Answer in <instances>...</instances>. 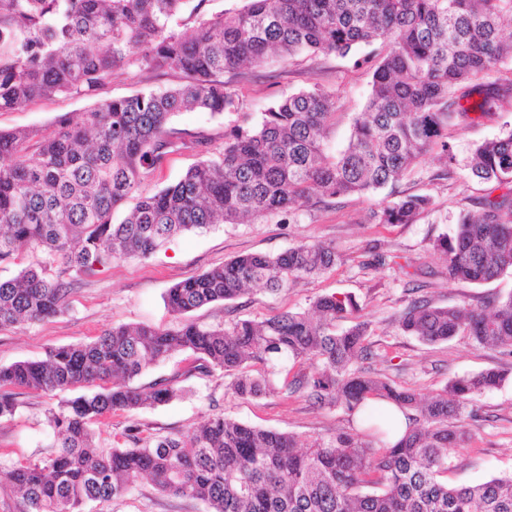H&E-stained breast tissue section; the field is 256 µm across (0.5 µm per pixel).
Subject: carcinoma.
<instances>
[{"label": "carcinoma", "mask_w": 512, "mask_h": 512, "mask_svg": "<svg viewBox=\"0 0 512 512\" xmlns=\"http://www.w3.org/2000/svg\"><path fill=\"white\" fill-rule=\"evenodd\" d=\"M190 0H0V109L63 94L92 96L137 66L179 70L187 82L163 92L100 100L65 114L47 136L0 131V264L39 250L36 267L0 278V331L64 312L84 276L115 259H146L185 231L295 215L313 191L323 198L374 194L437 149L454 174L448 126L502 107L512 93V0H247L237 12L177 30ZM380 45L365 112L347 148L325 149L335 95L321 88L288 95L255 123L224 131V149L151 195L138 189L169 153L208 152L211 138L169 126L184 111L237 109L226 71L263 67L272 54H348ZM468 174L509 192L460 214L435 248L448 280L483 284L512 272V131L478 145ZM135 200L121 222L115 212ZM430 205L424 195L386 201L380 224H410ZM336 264L324 242L279 254L250 253L172 286L166 304L177 327L120 325L91 342L49 349L38 360L0 365V418L18 408L15 390L54 396L86 388L47 410L53 434L45 455L12 467L18 512H82L89 502L131 493L150 478L161 492L198 500L208 512H512V474L478 485L443 481L468 436L476 397L508 374L456 377L422 402L355 366L373 358L369 323L336 333L359 312L352 298H317L313 312L262 321L204 325L188 314L262 289L280 291ZM400 330L433 344L465 334L512 357V294L434 306L410 300ZM178 352L196 364L147 384L137 380ZM298 370H293L294 366ZM220 372L241 398L303 392L320 407L340 405L361 427L315 438L306 448L286 433L207 415L186 438L125 433L128 446L98 447L96 426L116 411L167 404L182 383ZM396 405L408 420L389 440V411L364 418L369 401Z\"/></svg>", "instance_id": "cac0c4a2"}]
</instances>
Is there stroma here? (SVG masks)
<instances>
[{
	"label": "stroma",
	"instance_id": "stroma-1",
	"mask_svg": "<svg viewBox=\"0 0 512 512\" xmlns=\"http://www.w3.org/2000/svg\"><path fill=\"white\" fill-rule=\"evenodd\" d=\"M370 47L361 45L348 55L313 56L302 53L290 60L271 55L262 70L241 78L228 72L224 80L238 96V109L221 115L202 111L179 113L174 124L190 133L212 138L211 154L224 147L227 127L258 121L262 112L288 94L320 87L336 92L333 123L326 150L337 154L349 140L353 121L363 112L371 92L372 71L363 65ZM176 70L159 74L130 67L108 80L100 98L118 100L148 91L159 92L183 84ZM91 98L64 95L18 109L0 110V130L34 129L45 135L55 119L65 113L87 111ZM512 131V100L499 112L467 126L449 127L448 140L457 160V171L446 176L443 158L427 152L418 167L393 188L394 196L426 195L429 208L411 224H380L373 213L379 196H349L304 205L295 219L271 214L256 223L217 224L202 234L178 236L168 249L146 259H117L99 274L81 280L70 297L68 309L45 321L0 331V364L39 359L49 348L90 341L102 331L119 325L148 324L170 328L178 318L165 305L174 284L194 277L225 261L247 253H279L300 243L322 241L336 249L337 260L327 272L301 280L272 295L255 289L230 302H214L195 312L194 320L221 324L237 319L262 320L278 312L307 311L321 296L349 295L357 302L362 320L370 325L368 341L375 354L369 366L400 388L416 390L429 398L441 393L449 380L487 369L512 375V357L478 348L470 337L458 335L437 344H426L404 334L397 319L406 307L411 283L420 294L438 305L476 302L478 297L512 293V274L483 284L449 281L443 261L433 249L438 237L451 233L461 211L479 209L491 187L467 175L465 167L481 142ZM193 150L169 155L141 185L140 194L155 192L175 182L197 164ZM390 258L389 264L372 265L374 253ZM221 373L192 378L181 398L133 413L116 412L103 418L100 440H121L128 429L143 435L190 434L208 414H221L239 422L290 434L306 446L315 437L351 427L343 407L315 406L306 395L274 393L243 399L228 387ZM13 417L0 419V466L34 459L51 442L46 411L52 398L32 392L17 397ZM476 415L464 426L471 439L459 449L448 468L449 484H476L495 476L512 474V382L478 397ZM85 512H205L204 504L160 492L148 478H141L132 493L107 502L85 505Z\"/></svg>",
	"mask_w": 512,
	"mask_h": 512
}]
</instances>
